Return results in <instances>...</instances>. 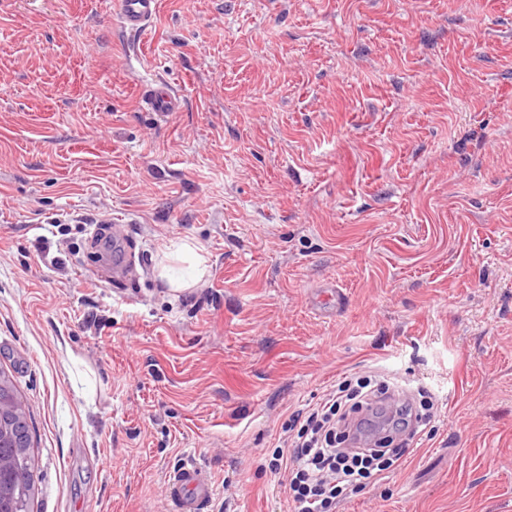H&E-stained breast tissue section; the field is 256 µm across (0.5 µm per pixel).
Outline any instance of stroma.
Here are the masks:
<instances>
[{
	"label": "stroma",
	"mask_w": 512,
	"mask_h": 512,
	"mask_svg": "<svg viewBox=\"0 0 512 512\" xmlns=\"http://www.w3.org/2000/svg\"><path fill=\"white\" fill-rule=\"evenodd\" d=\"M148 77L181 111L143 110ZM108 219L125 284L91 244ZM182 238L210 269L175 294L156 264ZM370 369L441 412L336 512H512V0H160L134 38L117 0H0V374L31 512H167L188 461L208 512H289L290 415ZM345 294L333 283L318 288L309 297V306L323 317H333L344 305ZM169 512H204L216 494L208 471L199 464H184L166 476Z\"/></svg>",
	"instance_id": "1"
}]
</instances>
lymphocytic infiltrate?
Wrapping results in <instances>:
<instances>
[{"mask_svg": "<svg viewBox=\"0 0 512 512\" xmlns=\"http://www.w3.org/2000/svg\"><path fill=\"white\" fill-rule=\"evenodd\" d=\"M388 391V383H373L368 376L346 379L312 407L293 414L297 431L288 451L270 464L285 477L291 512H336L341 501L385 478L410 455V448L395 443L394 436L420 427L424 416L407 403L393 408L392 434L384 443L354 442L381 411Z\"/></svg>", "mask_w": 512, "mask_h": 512, "instance_id": "lymphocytic-infiltrate-1", "label": "lymphocytic infiltrate"}]
</instances>
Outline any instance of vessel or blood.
I'll return each mask as SVG.
<instances>
[{
	"label": "vessel or blood",
	"instance_id": "obj_1",
	"mask_svg": "<svg viewBox=\"0 0 512 512\" xmlns=\"http://www.w3.org/2000/svg\"><path fill=\"white\" fill-rule=\"evenodd\" d=\"M158 9L159 0H118L121 29L132 36L141 34L149 27ZM146 104L149 111L164 117L180 111L183 100L171 85L155 80L148 84ZM344 301L343 291L329 283L310 295L309 306L320 316L331 317ZM165 491L168 512H206L216 494V487L204 467L190 463L169 472Z\"/></svg>",
	"mask_w": 512,
	"mask_h": 512
}]
</instances>
